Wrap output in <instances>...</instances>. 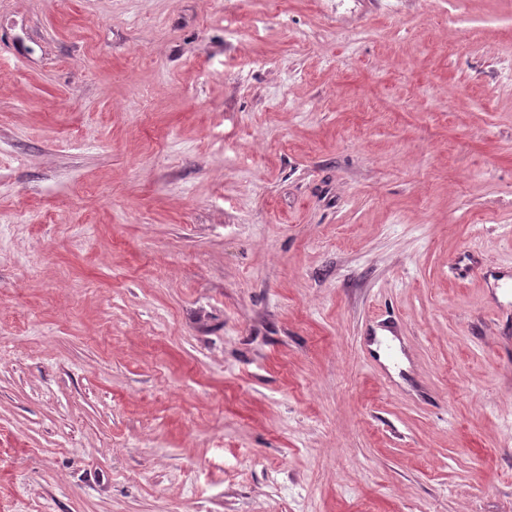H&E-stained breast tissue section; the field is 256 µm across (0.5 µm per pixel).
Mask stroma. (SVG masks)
I'll return each mask as SVG.
<instances>
[{"instance_id":"stroma-1","label":"stroma","mask_w":512,"mask_h":512,"mask_svg":"<svg viewBox=\"0 0 512 512\" xmlns=\"http://www.w3.org/2000/svg\"><path fill=\"white\" fill-rule=\"evenodd\" d=\"M482 267L512 0H0V512H512Z\"/></svg>"}]
</instances>
